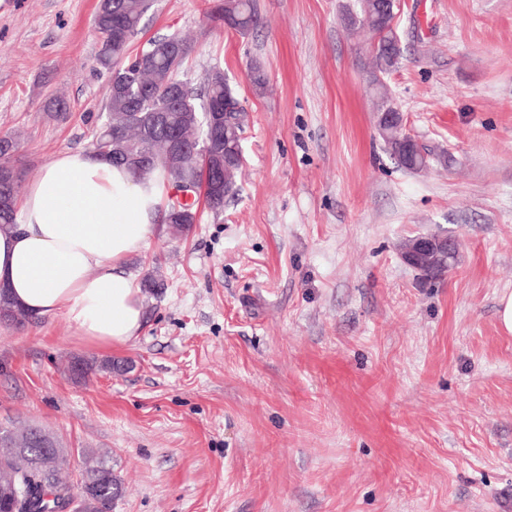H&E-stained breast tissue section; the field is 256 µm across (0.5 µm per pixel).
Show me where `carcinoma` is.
<instances>
[{"mask_svg":"<svg viewBox=\"0 0 512 512\" xmlns=\"http://www.w3.org/2000/svg\"><path fill=\"white\" fill-rule=\"evenodd\" d=\"M153 0H100L95 13L94 29L101 48L96 64L107 74L103 93V112L93 137L94 151L117 166H124L139 178L160 172L165 183L166 201L160 209L159 223L167 225L174 236L183 234L199 220L198 208L213 212L224 209V201L238 195V178L244 163L228 154L229 146L242 142L248 124L245 109L223 113L222 126L213 129L205 113L218 104L239 102L238 94L224 77V71L212 67L205 75L203 87L196 89L183 71L185 59L192 47L190 40L172 33L148 40L137 50L131 49L140 23L152 8ZM358 13L353 30L372 35V65L376 76L373 85L379 91L377 111L395 112L397 108L388 96L380 76L391 71L402 58L400 38L392 27L396 6L391 0H357ZM211 17L227 21L228 29L245 36L260 24L256 0H224ZM249 77L256 94L264 93L267 77L258 62L250 64ZM200 142L195 155L183 154L180 161L172 158L170 136ZM386 150L398 165L418 172L437 164H448L444 151L422 154L415 149L413 137L404 129H386L379 133ZM17 150L14 137H0V226L16 223V199L22 188L21 172L11 157ZM225 165L220 188L205 199L194 196L192 203L175 205L172 193L184 183L201 180L203 154ZM0 308L14 313L16 326L29 324L28 313L15 304L7 293H0ZM86 378L97 371L125 370L122 361L106 360L100 364L84 362ZM60 455H55L51 480L41 485L29 481L23 507L17 512H62L59 504L71 500L72 486L58 471ZM82 483L92 492L89 504H79L71 512H110L112 501L119 495L121 483L112 467L99 461L83 470ZM12 490L9 475L0 465V512H7Z\"/></svg>","mask_w":512,"mask_h":512,"instance_id":"carcinoma-1","label":"carcinoma"}]
</instances>
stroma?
Segmentation results:
<instances>
[{
    "instance_id": "1",
    "label": "stroma",
    "mask_w": 512,
    "mask_h": 512,
    "mask_svg": "<svg viewBox=\"0 0 512 512\" xmlns=\"http://www.w3.org/2000/svg\"><path fill=\"white\" fill-rule=\"evenodd\" d=\"M218 2L157 0L134 43L188 36L197 85L223 69L249 114L238 196L129 257L164 281L134 342L0 325V428L56 436L74 485L104 458L112 512H512V0H401L384 82L406 132L454 157L419 172L374 127L356 0H257L246 37ZM97 5L0 0V135L27 180L91 148ZM434 232L462 247L429 283L399 247ZM75 358L130 368L77 380Z\"/></svg>"
}]
</instances>
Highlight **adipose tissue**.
Here are the masks:
<instances>
[{"instance_id": "obj_1", "label": "adipose tissue", "mask_w": 512, "mask_h": 512, "mask_svg": "<svg viewBox=\"0 0 512 512\" xmlns=\"http://www.w3.org/2000/svg\"><path fill=\"white\" fill-rule=\"evenodd\" d=\"M161 201L157 183L96 153H59L25 185L16 226L0 228V288L97 348L131 343L144 307L124 265L156 232Z\"/></svg>"}]
</instances>
